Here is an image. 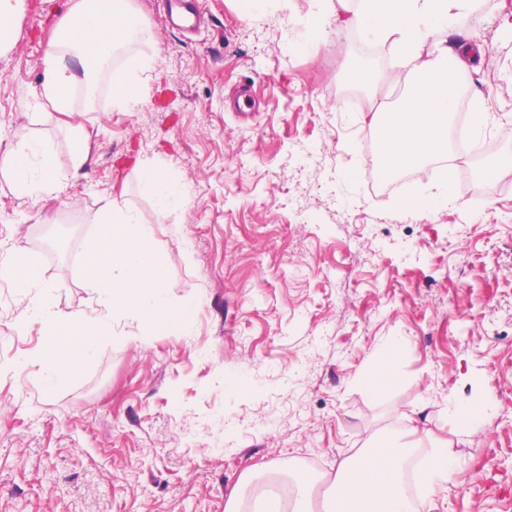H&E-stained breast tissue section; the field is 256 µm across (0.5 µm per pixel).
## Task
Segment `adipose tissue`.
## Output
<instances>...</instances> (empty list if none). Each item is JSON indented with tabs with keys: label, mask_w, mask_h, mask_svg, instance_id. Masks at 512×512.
I'll return each instance as SVG.
<instances>
[{
	"label": "adipose tissue",
	"mask_w": 512,
	"mask_h": 512,
	"mask_svg": "<svg viewBox=\"0 0 512 512\" xmlns=\"http://www.w3.org/2000/svg\"><path fill=\"white\" fill-rule=\"evenodd\" d=\"M477 0H367L363 12L348 17L372 38H393L400 54L393 81L414 78L416 90L403 104L380 103L385 137L377 142L379 165L386 174L409 170L448 151V119L454 100L448 79L475 56L470 46L429 41V19L448 21L470 10ZM149 41L153 34L135 22L128 0H74L44 58L43 89L55 111L69 113L77 86H89L120 41L128 36ZM16 183L31 192L58 188L53 157L37 153L28 140L12 151ZM411 448L400 437H374L353 461L341 462L324 512H412L403 487Z\"/></svg>",
	"instance_id": "ef3b65f1"
}]
</instances>
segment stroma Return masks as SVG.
I'll return each instance as SVG.
<instances>
[{
  "instance_id": "obj_1",
  "label": "stroma",
  "mask_w": 512,
  "mask_h": 512,
  "mask_svg": "<svg viewBox=\"0 0 512 512\" xmlns=\"http://www.w3.org/2000/svg\"><path fill=\"white\" fill-rule=\"evenodd\" d=\"M164 2L132 0L155 39L115 62L149 61L129 109L105 72L70 113L42 96L70 0H22L0 49V264L23 255L36 272L27 288L0 277V512H224L231 494L288 497L300 480L316 510L337 464L413 409L453 441L429 512H512V0L432 25L483 47L462 93L473 146L392 190L370 185V117L381 92L398 98V58L336 20L362 0H203L191 36ZM245 83L257 111L232 109ZM22 137L54 155L58 199L16 184ZM143 165L186 203L161 207ZM109 200L150 229L167 302L196 314L175 334L113 314L80 374L45 378L29 316L102 309L81 264ZM389 351L391 386L369 394ZM452 401L482 410L477 430Z\"/></svg>"
}]
</instances>
